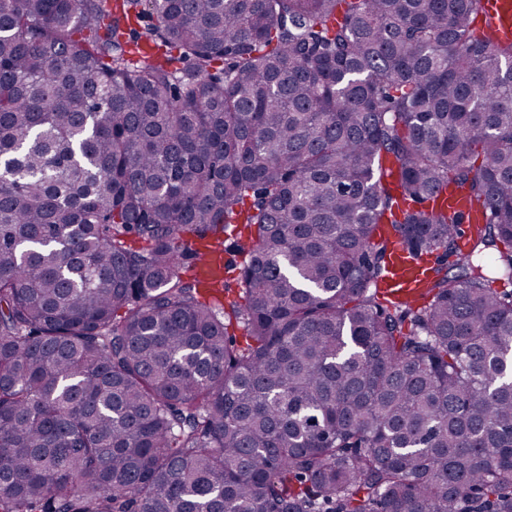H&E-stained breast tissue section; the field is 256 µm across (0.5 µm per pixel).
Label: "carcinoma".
I'll return each instance as SVG.
<instances>
[{
	"label": "carcinoma",
	"mask_w": 512,
	"mask_h": 512,
	"mask_svg": "<svg viewBox=\"0 0 512 512\" xmlns=\"http://www.w3.org/2000/svg\"><path fill=\"white\" fill-rule=\"evenodd\" d=\"M481 9L0 0V512H512V40ZM232 224L226 308L181 268ZM438 201L441 205L447 206L448 209L459 212L463 215L464 224H461V228L465 234H468L470 229L472 228V223H474L478 217L476 211L471 207L469 202L461 193L450 194L449 192L443 191L439 197ZM392 275L389 280V289L407 302H413L418 297V288L426 276L424 268H418L405 262L399 249L391 256Z\"/></svg>",
	"instance_id": "obj_1"
}]
</instances>
